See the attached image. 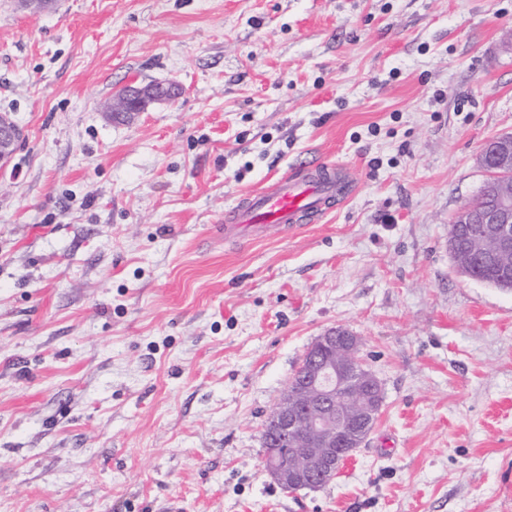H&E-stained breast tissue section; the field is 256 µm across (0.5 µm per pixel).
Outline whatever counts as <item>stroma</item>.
Here are the masks:
<instances>
[{"instance_id": "1", "label": "stroma", "mask_w": 512, "mask_h": 512, "mask_svg": "<svg viewBox=\"0 0 512 512\" xmlns=\"http://www.w3.org/2000/svg\"><path fill=\"white\" fill-rule=\"evenodd\" d=\"M1 112L0 512H512V292L448 247L512 133V0H0ZM310 155L347 199L225 241ZM337 327L380 418L288 492L262 433ZM179 87L170 82H150L144 85L125 86L123 95L118 102H111L104 107L103 112L110 117L133 115L145 112L154 104L169 103L174 100ZM18 140V128L15 123L0 114V160L8 159Z\"/></svg>"}]
</instances>
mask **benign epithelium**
I'll use <instances>...</instances> for the list:
<instances>
[{"label":"benign epithelium","mask_w":512,"mask_h":512,"mask_svg":"<svg viewBox=\"0 0 512 512\" xmlns=\"http://www.w3.org/2000/svg\"><path fill=\"white\" fill-rule=\"evenodd\" d=\"M179 87L170 82L125 86L121 100L104 107L110 117L145 112L174 100ZM18 140L15 123L0 114V160L9 158ZM478 162L488 173L482 187L487 203L466 204L456 214V230L481 224L473 239L477 256L505 271L512 257V133L494 137L479 149ZM361 339L345 328L319 336L308 350L302 381H289L268 417L266 431L284 443L266 465L288 492L314 489L320 478L337 474L342 460L361 447L374 429L382 406L381 386L359 357Z\"/></svg>","instance_id":"benign-epithelium-1"}]
</instances>
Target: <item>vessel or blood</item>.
<instances>
[{"label":"vessel or blood","instance_id":"vessel-or-blood-1","mask_svg":"<svg viewBox=\"0 0 512 512\" xmlns=\"http://www.w3.org/2000/svg\"><path fill=\"white\" fill-rule=\"evenodd\" d=\"M348 194L349 186L335 166L322 161L306 164L281 177L273 188L248 194L229 212L224 237L233 240L252 229L282 224L298 228L303 220L322 217Z\"/></svg>","mask_w":512,"mask_h":512}]
</instances>
